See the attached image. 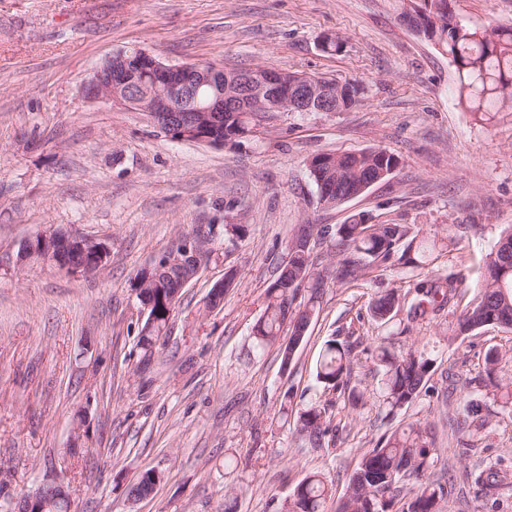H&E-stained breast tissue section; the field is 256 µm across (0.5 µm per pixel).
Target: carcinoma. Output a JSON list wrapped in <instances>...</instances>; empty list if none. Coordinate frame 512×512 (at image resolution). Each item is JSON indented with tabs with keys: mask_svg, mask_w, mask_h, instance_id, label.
<instances>
[{
	"mask_svg": "<svg viewBox=\"0 0 512 512\" xmlns=\"http://www.w3.org/2000/svg\"><path fill=\"white\" fill-rule=\"evenodd\" d=\"M425 40L437 47L454 66L459 85L460 100L476 114L494 112L496 106L512 104V28L481 29L461 23L452 15L431 33H423ZM250 118L228 115L224 118V140L234 141L249 132ZM334 159L333 166L315 169L317 177L336 195H345L359 189L362 183L377 176L378 169L390 166L397 157L384 149H366L359 152L320 153L312 157L316 162ZM371 225L351 216L349 223L336 227V241L332 245L334 264L316 272L311 252L288 250V273L278 272L265 294V309L255 325V344L262 348L280 337L283 327L292 325L287 319L294 310L299 319L320 307L324 291L332 285H348L363 277L367 271L387 262H402L422 266L416 257L436 248L416 242L417 233L408 224ZM488 277L471 305L458 318L457 329L463 335L486 326L512 328V228L502 232L495 249L487 256ZM174 270L157 274L160 286L147 293L153 302L150 313L157 324L146 334L139 335L138 343L144 357L152 349L168 326L169 296L173 292ZM306 289L307 301L297 304L301 289ZM460 280L453 274H442L433 269L424 273L411 299L391 291L376 297L370 304L374 319L388 323L406 308V321L412 323L428 312H438L459 293ZM378 373L381 374L383 397L387 414L396 415L412 404L426 389L434 373L435 360L423 349L405 353L393 350L385 339L374 342L369 349ZM499 353L489 351L485 356V378L477 381L479 388H493V396L503 401V407L512 408V382H501L494 377ZM353 377V347L334 338L325 342L317 366L316 378L325 388L334 391L349 390L352 407L363 405V394L348 389ZM461 419L457 420L463 433L470 432L468 419L480 413V404L473 391L461 393ZM297 434L309 443L320 446L331 432L326 408L311 403L295 410ZM434 439L430 427L420 421L397 427L383 434L374 448L365 452L351 474L347 490L340 499L336 512H393L395 499L409 482L417 485L402 512H436L438 501L445 495V487L428 476L435 461ZM495 467L477 474L472 481L475 498H486L495 487ZM332 493L318 473L304 477L294 488L289 512H323Z\"/></svg>",
	"mask_w": 512,
	"mask_h": 512,
	"instance_id": "carcinoma-1",
	"label": "carcinoma"
}]
</instances>
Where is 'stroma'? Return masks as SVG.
Wrapping results in <instances>:
<instances>
[{"instance_id":"obj_1","label":"stroma","mask_w":512,"mask_h":512,"mask_svg":"<svg viewBox=\"0 0 512 512\" xmlns=\"http://www.w3.org/2000/svg\"><path fill=\"white\" fill-rule=\"evenodd\" d=\"M459 19L512 26V0H454ZM401 0H0V480L11 498L63 475L73 512H287L309 473L333 492L336 512L363 453L387 429L420 420L432 429V478L447 487L438 512H512V414L481 395L484 428L463 436L455 416L466 381L502 350L497 375L512 381V329L455 336L479 294L486 256L512 226V108L475 118L459 101L447 56L400 22ZM342 37L324 52V35ZM131 46L167 64L257 66L352 80L362 101L346 112H268L248 136L221 146L178 141L141 112L92 103L89 73ZM383 148L394 174L343 204H319L308 162L319 153ZM363 214L369 224H409L434 267L456 274L461 294L435 318L409 326L372 318L373 298L413 290L424 270L395 264L327 288L290 364L280 344L256 349L252 330L265 291L305 223L328 227L314 259L325 265L333 229ZM212 224L196 280L166 333L144 354L139 273L196 227ZM242 224L243 235L232 227ZM58 226L104 242L105 266L70 275L47 263L20 265V243ZM236 270L224 304L211 287ZM426 348L435 391L387 419L369 346ZM353 345L365 403L323 389L316 366L328 339ZM324 404L337 428L313 448L300 441L285 401ZM86 420L93 445L62 461ZM472 447L471 456L460 455ZM497 463L495 505L475 498L467 475ZM161 481L145 499L139 475Z\"/></svg>"}]
</instances>
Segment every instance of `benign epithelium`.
Segmentation results:
<instances>
[{
	"mask_svg": "<svg viewBox=\"0 0 512 512\" xmlns=\"http://www.w3.org/2000/svg\"><path fill=\"white\" fill-rule=\"evenodd\" d=\"M150 79L155 92L139 100L136 86ZM82 96L96 103L120 105L143 112L163 132L177 140L224 145L216 135L226 112H342L343 98L355 96L353 86L319 78L270 70L262 66L246 72H226L210 65L166 64L141 47L122 49L106 57L84 81ZM205 238L190 235L182 252L170 260L157 258L159 268L192 257V271L182 279L187 286L199 275ZM107 258L105 243L69 227L54 228L26 239L17 261L49 263L68 274L92 273ZM72 512L65 482L55 480L14 501L13 512Z\"/></svg>",
	"mask_w": 512,
	"mask_h": 512,
	"instance_id": "7a95c632",
	"label": "benign epithelium"
}]
</instances>
